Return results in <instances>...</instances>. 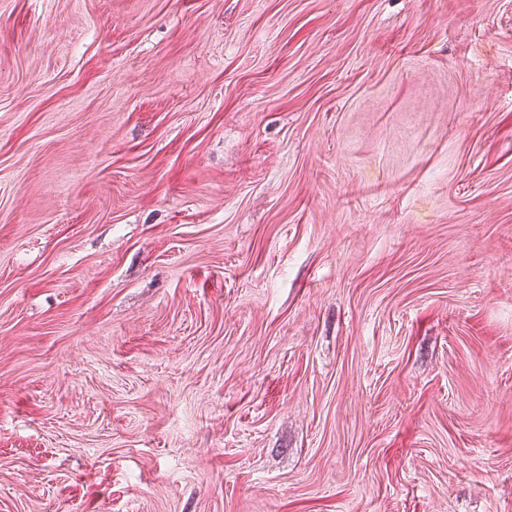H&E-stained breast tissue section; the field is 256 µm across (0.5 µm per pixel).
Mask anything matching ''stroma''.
<instances>
[{"mask_svg":"<svg viewBox=\"0 0 512 512\" xmlns=\"http://www.w3.org/2000/svg\"><path fill=\"white\" fill-rule=\"evenodd\" d=\"M0 512H512V0H0Z\"/></svg>","mask_w":512,"mask_h":512,"instance_id":"1","label":"stroma"}]
</instances>
